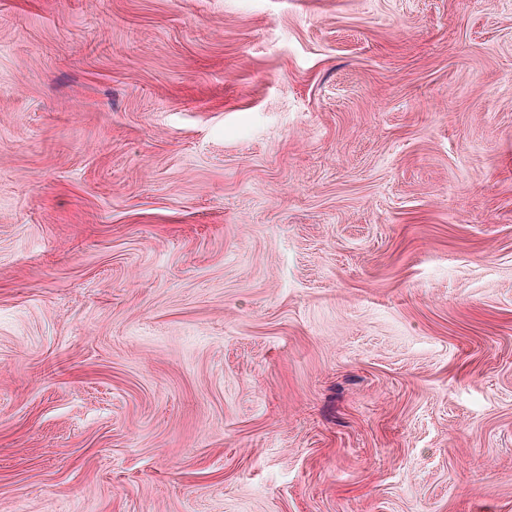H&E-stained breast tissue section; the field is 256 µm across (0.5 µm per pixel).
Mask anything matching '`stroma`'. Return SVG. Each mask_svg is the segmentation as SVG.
Masks as SVG:
<instances>
[{"mask_svg": "<svg viewBox=\"0 0 512 512\" xmlns=\"http://www.w3.org/2000/svg\"><path fill=\"white\" fill-rule=\"evenodd\" d=\"M0 512H512V0H0Z\"/></svg>", "mask_w": 512, "mask_h": 512, "instance_id": "obj_1", "label": "stroma"}]
</instances>
